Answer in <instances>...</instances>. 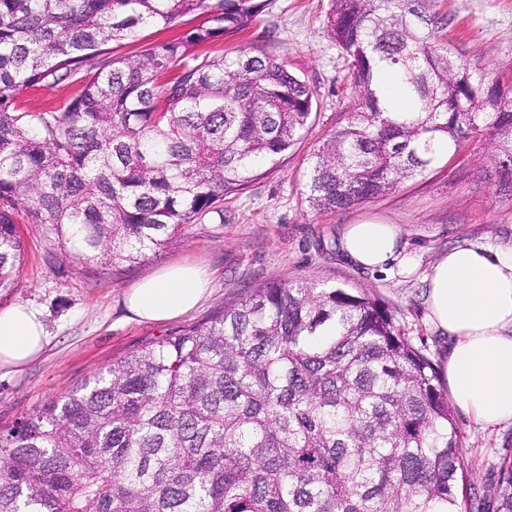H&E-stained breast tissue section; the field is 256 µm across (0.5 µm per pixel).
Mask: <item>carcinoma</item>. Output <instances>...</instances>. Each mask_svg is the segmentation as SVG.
Returning <instances> with one entry per match:
<instances>
[{"label":"carcinoma","mask_w":512,"mask_h":512,"mask_svg":"<svg viewBox=\"0 0 512 512\" xmlns=\"http://www.w3.org/2000/svg\"><path fill=\"white\" fill-rule=\"evenodd\" d=\"M272 0H0V289L17 220L63 262L139 263L293 147L314 91L263 51H202ZM428 0H331L354 104L305 202L335 213L474 140L512 191V88L436 41ZM202 21L134 58L110 45ZM78 85L24 109L21 91ZM460 436L432 361L363 289L270 282L0 429V512H461ZM496 512H512V462Z\"/></svg>","instance_id":"carcinoma-1"}]
</instances>
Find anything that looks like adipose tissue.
I'll use <instances>...</instances> for the list:
<instances>
[{
    "instance_id": "adipose-tissue-1",
    "label": "adipose tissue",
    "mask_w": 512,
    "mask_h": 512,
    "mask_svg": "<svg viewBox=\"0 0 512 512\" xmlns=\"http://www.w3.org/2000/svg\"><path fill=\"white\" fill-rule=\"evenodd\" d=\"M338 246L353 265L373 271L407 262L394 224L347 225ZM425 283L428 318L452 341L446 374L453 399L480 426L512 422V246L449 249ZM207 292L204 270L173 265L138 281L125 306L139 321L164 322L195 310ZM45 342L43 323L30 306L0 309V371L26 365Z\"/></svg>"
}]
</instances>
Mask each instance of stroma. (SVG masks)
I'll list each match as a JSON object with an SVG mask.
<instances>
[{
  "instance_id": "35a3bbf8",
  "label": "stroma",
  "mask_w": 512,
  "mask_h": 512,
  "mask_svg": "<svg viewBox=\"0 0 512 512\" xmlns=\"http://www.w3.org/2000/svg\"><path fill=\"white\" fill-rule=\"evenodd\" d=\"M330 0H273L249 28L222 36L208 49L258 48L286 58L289 70L315 92L313 117L288 158L241 193L224 201L223 216L190 225L179 241L116 275L99 277L56 259L40 226L20 224L24 260L14 288L0 290V308L26 303L44 323V351L20 369L0 375V426L11 425L48 400L84 382L123 356L184 333L224 306L270 281L311 282L320 288H366L393 311L412 344L444 370L449 339L427 319L424 277L449 248L479 242L512 245V193L500 190L493 165L475 141L463 143L395 191L332 214L310 210L305 173L314 151L351 104V68L327 32ZM436 36L466 60L474 81L512 85V0H432ZM187 15L167 28L149 27L115 56L132 57L147 46L195 26ZM398 225L406 253L417 263L408 277L356 267L337 242L348 224ZM189 261L210 276V294L193 312L145 323L129 317L124 295L163 267ZM466 477L463 512H495L489 494L504 463L512 461V423L480 427L453 408Z\"/></svg>"
}]
</instances>
